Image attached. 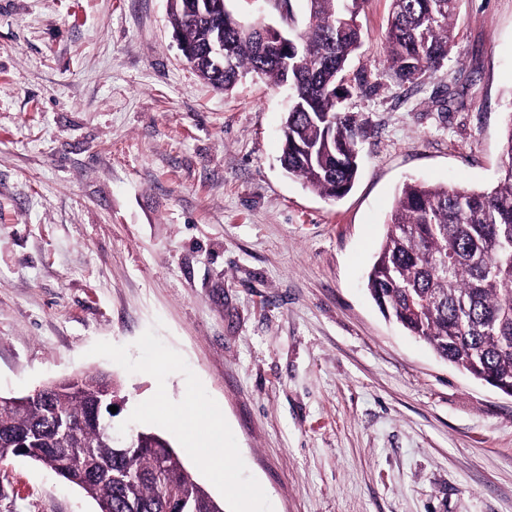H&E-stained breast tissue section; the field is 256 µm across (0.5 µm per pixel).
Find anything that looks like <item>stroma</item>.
I'll use <instances>...</instances> for the list:
<instances>
[{
    "label": "stroma",
    "instance_id": "35a3bbf8",
    "mask_svg": "<svg viewBox=\"0 0 512 512\" xmlns=\"http://www.w3.org/2000/svg\"><path fill=\"white\" fill-rule=\"evenodd\" d=\"M364 0L346 105L360 173L280 165L285 89L185 61L168 0H0V395L102 371L113 421L156 380L89 355L155 328L220 406L273 512H512V397L386 319L365 280L410 180L485 190L512 110V0H460L441 72L387 70ZM0 512H98L23 458Z\"/></svg>",
    "mask_w": 512,
    "mask_h": 512
}]
</instances>
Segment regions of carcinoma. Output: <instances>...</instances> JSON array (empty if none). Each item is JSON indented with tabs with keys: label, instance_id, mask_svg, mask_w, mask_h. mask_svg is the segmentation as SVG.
I'll list each match as a JSON object with an SVG mask.
<instances>
[{
	"label": "carcinoma",
	"instance_id": "carcinoma-1",
	"mask_svg": "<svg viewBox=\"0 0 512 512\" xmlns=\"http://www.w3.org/2000/svg\"><path fill=\"white\" fill-rule=\"evenodd\" d=\"M194 68L229 90L252 73L288 83L293 101L282 127L281 165L317 193L338 199L358 174L365 127L345 101L347 67L361 48L351 9L362 0H308L309 19L295 24L296 47L269 48L261 23L243 21L228 0H169ZM386 62L401 82L442 70L456 41L459 0H390ZM224 37L233 66L212 61ZM504 166L489 190L409 183L388 215L367 276L383 316L443 360L477 379H494L512 394V114L502 145ZM104 375L62 379L25 403L0 399V465L35 461L93 499L99 512H224L186 470L170 442L153 431L143 443L115 448L102 434L108 401Z\"/></svg>",
	"mask_w": 512,
	"mask_h": 512
}]
</instances>
